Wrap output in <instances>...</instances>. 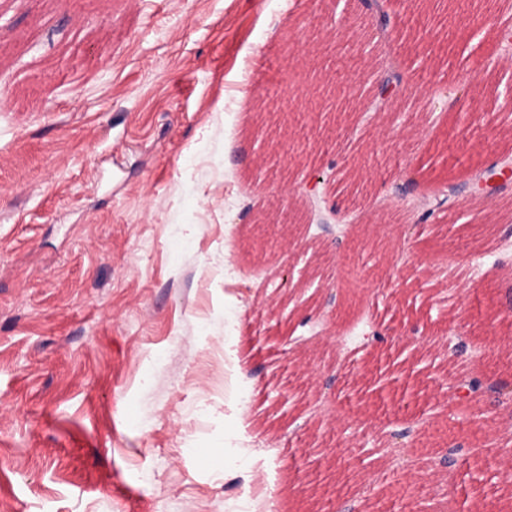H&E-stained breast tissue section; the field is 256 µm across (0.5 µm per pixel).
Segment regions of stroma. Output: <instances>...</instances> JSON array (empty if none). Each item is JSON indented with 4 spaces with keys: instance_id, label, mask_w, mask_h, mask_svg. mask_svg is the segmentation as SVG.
Returning a JSON list of instances; mask_svg holds the SVG:
<instances>
[{
    "instance_id": "1",
    "label": "stroma",
    "mask_w": 512,
    "mask_h": 512,
    "mask_svg": "<svg viewBox=\"0 0 512 512\" xmlns=\"http://www.w3.org/2000/svg\"><path fill=\"white\" fill-rule=\"evenodd\" d=\"M79 2L73 21L52 0L5 5L37 20L0 39V512H487L497 422L444 392L465 372L512 381V323L485 291L512 288V184L464 189L512 159V13L460 28L450 0ZM317 19L337 82L367 97L402 75L396 111L349 101L327 121L302 109L312 88L273 81L306 62ZM269 110L295 117L278 180L255 166ZM311 170L326 183L297 203L299 246L254 225ZM413 175L455 206L400 196ZM334 234L388 247L334 254ZM319 264L357 275V321H329ZM293 288L312 304L281 308ZM374 324L386 343L358 350ZM325 326L284 355L282 337ZM452 326L459 360L431 347ZM406 386L420 405L382 406ZM396 425L479 443L481 480L424 477L385 445Z\"/></svg>"
}]
</instances>
